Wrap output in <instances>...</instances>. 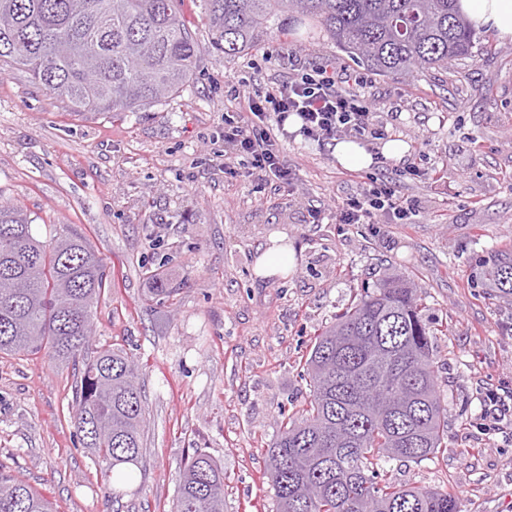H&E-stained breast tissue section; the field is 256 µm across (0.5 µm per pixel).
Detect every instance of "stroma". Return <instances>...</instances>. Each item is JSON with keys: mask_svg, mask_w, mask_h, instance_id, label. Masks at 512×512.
Instances as JSON below:
<instances>
[{"mask_svg": "<svg viewBox=\"0 0 512 512\" xmlns=\"http://www.w3.org/2000/svg\"><path fill=\"white\" fill-rule=\"evenodd\" d=\"M178 7L202 52L162 103L76 114L24 70L0 68V201L21 205L41 241L72 228L103 258L91 342L134 361L147 402L143 455L116 498L73 425L77 370L43 352L1 353L0 468L59 512H171L180 467L202 451L224 467V512H273L268 450L280 408L307 390L299 362L315 329L386 268L421 284L426 320L448 327L434 370L449 451L392 462L397 480L454 486L461 512H512V299L490 276L512 257V43L483 31L451 70L382 77L296 16L287 33L224 57L202 0ZM287 48L301 66L365 77L404 159H384L374 140V165L346 169L298 136L280 141L293 184L249 177L242 157L225 173L224 118L248 120L249 93L294 77ZM382 182L411 205L408 220L337 223L347 198ZM282 235L295 269L257 277Z\"/></svg>", "mask_w": 512, "mask_h": 512, "instance_id": "stroma-1", "label": "stroma"}]
</instances>
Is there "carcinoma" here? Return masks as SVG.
<instances>
[{"instance_id": "cac0c4a2", "label": "carcinoma", "mask_w": 512, "mask_h": 512, "mask_svg": "<svg viewBox=\"0 0 512 512\" xmlns=\"http://www.w3.org/2000/svg\"><path fill=\"white\" fill-rule=\"evenodd\" d=\"M180 0H0V62H13L77 114L134 112L176 94L201 49ZM215 49L232 58L296 13L381 76L446 71L472 56L474 29L455 0H204ZM512 297V262L494 271ZM108 284L103 259L77 233L45 244L32 219L0 204V352L81 365L72 413L83 447L117 479L141 456L146 415L136 365L91 343V307ZM422 288L386 274L322 330L304 362L309 394L281 416L268 454L275 512H459L450 489L407 487L387 464L433 460L448 404L434 372L441 330L422 317ZM0 512H56L0 469ZM172 512H224V468L195 452Z\"/></svg>"}]
</instances>
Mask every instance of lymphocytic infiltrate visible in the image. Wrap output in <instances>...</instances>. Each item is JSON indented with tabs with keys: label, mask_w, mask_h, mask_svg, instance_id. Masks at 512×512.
<instances>
[{
	"label": "lymphocytic infiltrate",
	"mask_w": 512,
	"mask_h": 512,
	"mask_svg": "<svg viewBox=\"0 0 512 512\" xmlns=\"http://www.w3.org/2000/svg\"><path fill=\"white\" fill-rule=\"evenodd\" d=\"M364 87L362 78L321 63L271 90L254 92L248 98L250 122L241 124L231 118L224 121L225 158L247 157L251 175L287 181L288 169L280 160L276 133L292 116L299 119L304 138L321 145L343 135L366 140L384 138L385 129L378 124ZM378 211L401 220L409 214L394 190L383 184L348 199L338 220L343 224H369Z\"/></svg>",
	"instance_id": "lymphocytic-infiltrate-1"
}]
</instances>
